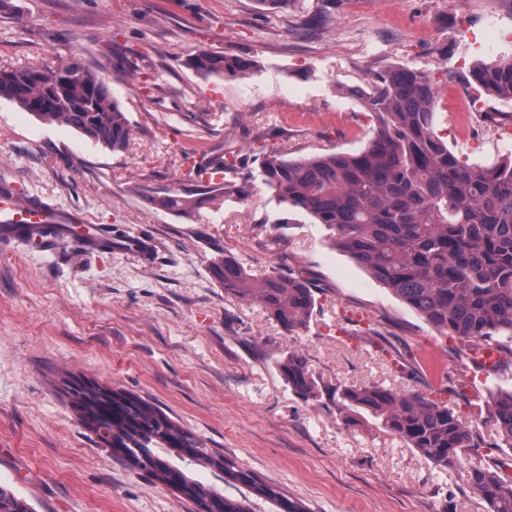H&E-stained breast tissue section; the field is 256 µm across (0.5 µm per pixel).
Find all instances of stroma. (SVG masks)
Instances as JSON below:
<instances>
[{
	"label": "stroma",
	"mask_w": 512,
	"mask_h": 512,
	"mask_svg": "<svg viewBox=\"0 0 512 512\" xmlns=\"http://www.w3.org/2000/svg\"><path fill=\"white\" fill-rule=\"evenodd\" d=\"M202 47L257 66L242 78L201 77L186 60ZM132 52L136 72H119ZM509 56L512 0H294L276 14L255 0H5L0 68L80 60L109 84L132 134L113 152L0 99V180L112 234L105 251L77 239L0 246V481L36 512H198L83 424L65 385L86 381L154 402L310 512H487L467 471L494 462L512 479L494 419L474 421L476 448L441 469L375 425H346L328 399L298 396L278 362L296 349L320 384L377 382L463 418L460 370L485 400L512 386V369L466 368L458 337L278 204L251 150L360 151L372 136L360 90L380 69L409 66L439 82L436 129L449 149L494 161L512 151L498 138L512 103L459 107L473 66ZM229 151L246 193L201 221L155 212L134 192L205 183L203 159ZM136 235L148 253L127 249ZM219 248L252 274L309 279L307 326L286 331L257 302L225 293L210 266ZM344 310L381 321L380 335L345 338Z\"/></svg>",
	"instance_id": "stroma-1"
}]
</instances>
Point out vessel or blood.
<instances>
[{"instance_id":"obj_1","label":"vessel or blood","mask_w":512,"mask_h":512,"mask_svg":"<svg viewBox=\"0 0 512 512\" xmlns=\"http://www.w3.org/2000/svg\"><path fill=\"white\" fill-rule=\"evenodd\" d=\"M79 214L70 215L68 222H59L45 212L43 205L22 201L13 191L0 192V243L12 242L23 233H39L47 244L66 242L73 227L82 223Z\"/></svg>"}]
</instances>
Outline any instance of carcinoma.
<instances>
[{
  "mask_svg": "<svg viewBox=\"0 0 512 512\" xmlns=\"http://www.w3.org/2000/svg\"><path fill=\"white\" fill-rule=\"evenodd\" d=\"M187 66L207 77H243L255 61L200 49ZM468 88L512 102V58L475 66ZM363 96L373 136L358 152H330L290 159L254 148L258 176L278 203L308 216L331 232L335 245L436 329L477 346L493 342L512 363V153L488 163L463 160L448 149L434 124L438 89L432 76L408 66L373 74ZM0 98L39 120L66 125L114 151L126 148L131 123L109 86L78 62L63 67L0 69ZM157 212L195 219L224 197L245 192L224 179L182 190L133 189ZM224 292L260 303L285 329L306 326L314 290L290 270L252 276L234 258L219 253L211 262ZM288 385L305 398L324 395L306 358L297 350L279 361ZM119 406L112 434L102 440L132 467L169 485L184 484L202 499L217 489L195 478L194 466L215 469L224 482L250 495L224 498L223 512H254L263 500L287 512H306L278 488L258 480L235 461L174 424L157 406L130 393ZM336 413L349 425L369 416L432 464L447 468L475 447L474 434L448 406L419 393L368 383L338 386L331 393ZM472 416L488 415L502 443L512 449V388L489 404L471 405ZM195 460L182 458V443ZM468 484L489 512H512V483L491 466L474 465ZM0 512H35L27 500L0 484Z\"/></svg>",
  "mask_w": 512,
  "mask_h": 512,
  "instance_id": "obj_1",
  "label": "carcinoma"
}]
</instances>
